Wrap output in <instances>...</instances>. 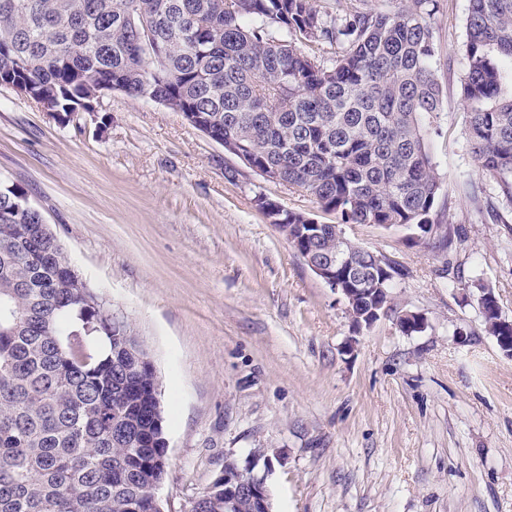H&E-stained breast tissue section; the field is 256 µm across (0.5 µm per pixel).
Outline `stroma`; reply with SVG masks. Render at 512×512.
Here are the masks:
<instances>
[{"instance_id": "1", "label": "stroma", "mask_w": 512, "mask_h": 512, "mask_svg": "<svg viewBox=\"0 0 512 512\" xmlns=\"http://www.w3.org/2000/svg\"><path fill=\"white\" fill-rule=\"evenodd\" d=\"M469 0L431 19L446 91L431 136L453 244L347 224L402 271L387 316L354 330L341 295L254 199L335 223L181 113L115 90L104 122L50 120L0 86V178L22 188L76 272L123 315L166 408V512H189L226 462L265 478L272 512H512V357L482 325L481 287L512 319V209L485 188L459 103ZM420 314L425 330L396 320Z\"/></svg>"}]
</instances>
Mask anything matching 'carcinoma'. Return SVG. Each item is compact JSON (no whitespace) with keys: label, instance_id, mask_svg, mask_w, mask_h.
Instances as JSON below:
<instances>
[{"label":"carcinoma","instance_id":"cac0c4a2","mask_svg":"<svg viewBox=\"0 0 512 512\" xmlns=\"http://www.w3.org/2000/svg\"><path fill=\"white\" fill-rule=\"evenodd\" d=\"M437 0L391 9L348 0L332 16L317 0H0V85L50 100L63 120L118 89L199 118L196 128L246 146L253 167L336 214L320 250L358 288L390 290V260L373 266L342 224L433 232L441 183L430 138L443 112ZM276 28L281 37L269 30ZM307 44L342 47L324 59ZM460 100L479 180L512 205V0H470ZM27 194L0 180V512H151L147 447L164 433L148 352L124 348L126 318L42 233ZM292 245L317 220L280 209ZM485 332L512 344L500 306ZM201 512H228L213 485Z\"/></svg>","mask_w":512,"mask_h":512}]
</instances>
